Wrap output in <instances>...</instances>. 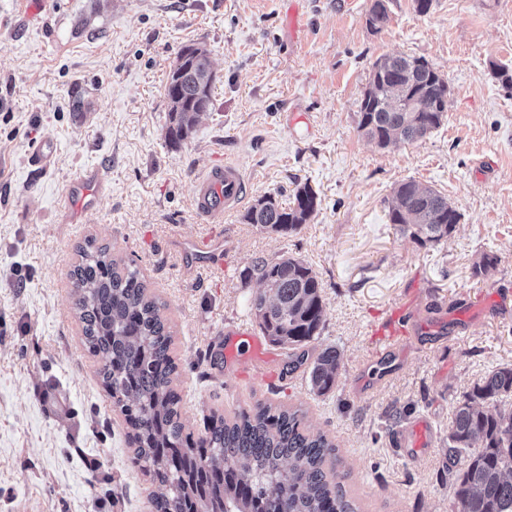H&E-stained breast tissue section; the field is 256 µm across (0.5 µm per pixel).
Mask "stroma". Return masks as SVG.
Returning <instances> with one entry per match:
<instances>
[{
    "label": "stroma",
    "instance_id": "obj_1",
    "mask_svg": "<svg viewBox=\"0 0 512 512\" xmlns=\"http://www.w3.org/2000/svg\"><path fill=\"white\" fill-rule=\"evenodd\" d=\"M0 0V512H151L162 488L133 460L130 427L102 381L74 312L70 277L86 240L134 264L165 303L178 366L173 383L193 440L212 418L256 401L303 406L336 444L361 512H457L445 470L448 424L489 371L512 365V0H44L27 17ZM205 47L213 107L170 146L164 86L178 52ZM425 57L449 85L447 118L425 139L379 148L358 130V104L383 55ZM81 111H73V100ZM45 138L48 168L30 163ZM221 158L250 183L220 227L192 208L197 175ZM101 168L108 189L82 223L58 205L71 174ZM413 180L462 215L454 233L419 243L387 219L394 188ZM320 205L297 233L245 223L265 194L296 183ZM221 230L224 276H188L178 240ZM304 260L322 282L317 347L341 353L328 394L307 367L266 344L273 384L238 379L225 330L255 325L254 258ZM497 257L489 272L479 265ZM493 301L489 314L474 306ZM411 302L412 336L379 357L374 327ZM434 425L430 453L409 459L390 436Z\"/></svg>",
    "mask_w": 512,
    "mask_h": 512
}]
</instances>
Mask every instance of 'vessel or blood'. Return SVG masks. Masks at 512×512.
<instances>
[{"mask_svg": "<svg viewBox=\"0 0 512 512\" xmlns=\"http://www.w3.org/2000/svg\"><path fill=\"white\" fill-rule=\"evenodd\" d=\"M105 177L99 169H79L71 178L65 198V218L69 223H81L86 213L98 203ZM193 206L209 223H223L225 215L235 210L246 198L248 182L240 168L221 160L214 161L194 181ZM185 258L204 266L211 275H224V240L207 235L186 239ZM249 350L254 359L249 369L252 378L266 381L273 373L264 354L263 343L255 330L248 326L232 329L228 339V354L238 357ZM434 430L429 418L421 416L394 431L390 444L400 455L414 458L425 455L433 445Z\"/></svg>", "mask_w": 512, "mask_h": 512, "instance_id": "vessel-or-blood-1", "label": "vessel or blood"}]
</instances>
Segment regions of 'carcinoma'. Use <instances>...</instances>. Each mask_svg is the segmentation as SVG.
Returning a JSON list of instances; mask_svg holds the SVG:
<instances>
[{"mask_svg":"<svg viewBox=\"0 0 512 512\" xmlns=\"http://www.w3.org/2000/svg\"><path fill=\"white\" fill-rule=\"evenodd\" d=\"M387 7L370 10L367 27L382 31ZM207 50H180L165 85V139L188 140L197 108L212 106L214 76ZM448 82L423 57L383 56L373 64L359 102L358 129L385 148L430 135L444 119ZM317 195L296 184L292 203L261 196L245 220L292 234L310 220ZM388 221L419 242L448 237L462 218L439 191L408 180L394 189ZM74 266V310L88 350L105 358L102 379L131 427L136 462L166 492L155 512H358L337 468L326 471L335 445L302 427L299 411L259 403L233 420L218 418L199 442L184 433L180 397L172 387L177 364L162 305L139 272L112 258L106 246L87 242ZM264 291L252 308L264 336L292 350L290 370L310 363L318 395L336 385L340 352L334 346L308 361L309 345L321 335L322 283L312 267L293 256L255 258L241 271ZM512 366L480 378L455 407L448 427L446 470L458 512H512Z\"/></svg>","mask_w":512,"mask_h":512,"instance_id":"carcinoma-1","label":"carcinoma"}]
</instances>
